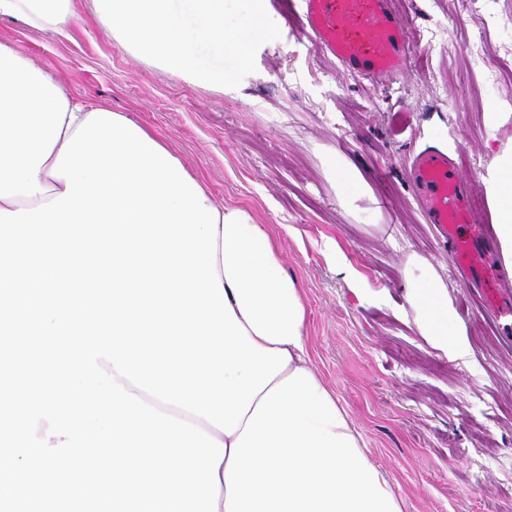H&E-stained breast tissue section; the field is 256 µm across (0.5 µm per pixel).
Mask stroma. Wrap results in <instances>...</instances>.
Segmentation results:
<instances>
[{
	"instance_id": "35a3bbf8",
	"label": "stroma",
	"mask_w": 512,
	"mask_h": 512,
	"mask_svg": "<svg viewBox=\"0 0 512 512\" xmlns=\"http://www.w3.org/2000/svg\"><path fill=\"white\" fill-rule=\"evenodd\" d=\"M266 10L280 37L235 88L121 45L94 0H75L72 39L1 18L0 42L70 97L151 127L217 203L265 226L307 299L312 370L349 410L403 512H512V347L408 182L415 156L435 145L492 207L496 159L512 152V0H395L413 45L404 75L377 82L329 59L285 0ZM339 162L363 190L338 188ZM332 239L342 259L328 252ZM350 266L369 289H355ZM425 267L448 289L465 359L418 330L407 284Z\"/></svg>"
}]
</instances>
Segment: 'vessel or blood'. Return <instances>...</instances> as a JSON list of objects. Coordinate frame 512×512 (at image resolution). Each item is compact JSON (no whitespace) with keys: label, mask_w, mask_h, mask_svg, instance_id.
Segmentation results:
<instances>
[{"label":"vessel or blood","mask_w":512,"mask_h":512,"mask_svg":"<svg viewBox=\"0 0 512 512\" xmlns=\"http://www.w3.org/2000/svg\"><path fill=\"white\" fill-rule=\"evenodd\" d=\"M303 18L320 48L347 70L374 80L400 77L411 38L392 0H302ZM409 179L428 223L438 225L459 275L484 280L493 245L470 204L464 172L431 146L415 158Z\"/></svg>","instance_id":"1"}]
</instances>
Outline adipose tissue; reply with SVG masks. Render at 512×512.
Returning a JSON list of instances; mask_svg holds the SVG:
<instances>
[{"instance_id":"1","label":"adipose tissue","mask_w":512,"mask_h":512,"mask_svg":"<svg viewBox=\"0 0 512 512\" xmlns=\"http://www.w3.org/2000/svg\"><path fill=\"white\" fill-rule=\"evenodd\" d=\"M74 0H0V18L22 20L67 39ZM15 47L0 42V209H32L64 193L51 177L61 147L91 113ZM490 184L495 234L512 269V154L500 156ZM217 208L216 269L249 337L288 350L291 360L256 395L237 431L197 424L224 443L218 512H402L387 474L367 454L348 409L311 368L308 307L282 265L275 240L237 205ZM419 332L433 347L463 354V331L432 271L408 284Z\"/></svg>"}]
</instances>
